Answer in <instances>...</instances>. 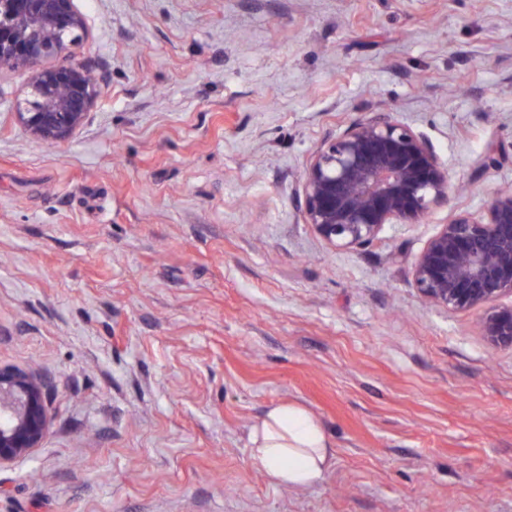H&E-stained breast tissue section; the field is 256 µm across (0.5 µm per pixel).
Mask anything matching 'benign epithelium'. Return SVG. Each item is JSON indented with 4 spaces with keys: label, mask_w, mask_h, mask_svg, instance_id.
Segmentation results:
<instances>
[{
    "label": "benign epithelium",
    "mask_w": 512,
    "mask_h": 512,
    "mask_svg": "<svg viewBox=\"0 0 512 512\" xmlns=\"http://www.w3.org/2000/svg\"><path fill=\"white\" fill-rule=\"evenodd\" d=\"M90 30L75 0H0V73L29 74L14 103L33 140H70L102 94L95 69L76 58ZM448 169L421 135L387 116L350 124L321 143L304 170L305 220L334 249L365 246L388 224H417L448 202ZM422 297L453 312L482 310L481 335L512 349V191L486 213H462L428 240L412 269ZM50 391L35 373L0 367V467L41 447Z\"/></svg>",
    "instance_id": "1"
}]
</instances>
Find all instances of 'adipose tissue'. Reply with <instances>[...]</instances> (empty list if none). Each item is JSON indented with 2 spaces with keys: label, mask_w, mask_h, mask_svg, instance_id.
I'll list each match as a JSON object with an SVG mask.
<instances>
[{
  "label": "adipose tissue",
  "mask_w": 512,
  "mask_h": 512,
  "mask_svg": "<svg viewBox=\"0 0 512 512\" xmlns=\"http://www.w3.org/2000/svg\"><path fill=\"white\" fill-rule=\"evenodd\" d=\"M249 443L255 464L288 487L314 484L333 456L324 425L297 404L268 407L253 425Z\"/></svg>",
  "instance_id": "ef3b65f1"
}]
</instances>
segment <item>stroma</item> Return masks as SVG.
<instances>
[{"label": "stroma", "instance_id": "stroma-1", "mask_svg": "<svg viewBox=\"0 0 512 512\" xmlns=\"http://www.w3.org/2000/svg\"><path fill=\"white\" fill-rule=\"evenodd\" d=\"M105 89L32 140L0 74V366L51 390L0 512H512V351L422 300L439 226L512 188V0H78ZM378 113L423 134L447 204L335 250L305 222L316 148ZM334 456L252 460L272 404ZM255 464L278 484L306 487L318 481L333 448L324 425L298 404H274L251 429Z\"/></svg>", "mask_w": 512, "mask_h": 512}]
</instances>
